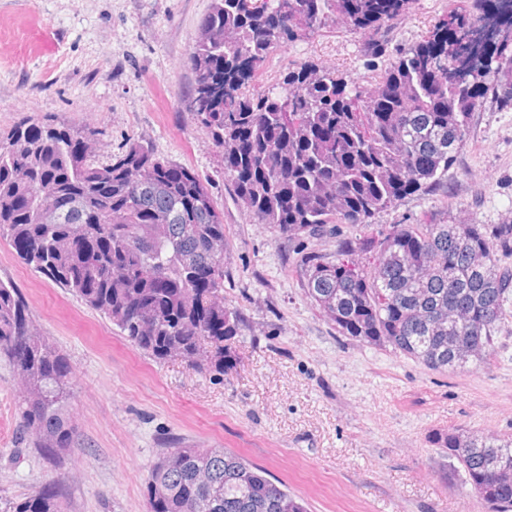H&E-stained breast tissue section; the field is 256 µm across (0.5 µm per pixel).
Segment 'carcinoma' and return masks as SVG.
I'll return each instance as SVG.
<instances>
[{"mask_svg":"<svg viewBox=\"0 0 512 512\" xmlns=\"http://www.w3.org/2000/svg\"><path fill=\"white\" fill-rule=\"evenodd\" d=\"M411 0H212L190 62L186 109L224 161V178L258 224L282 238H336L332 255L300 249L304 292L336 330L389 347L428 370L486 363L512 323V225L432 218L376 230L372 217L420 191L448 194L443 176L487 93L512 106V0L451 11L389 61L374 82L302 62L277 86H252L275 49L338 27L367 33L387 57ZM93 133L23 121L0 137V241L107 319L133 346L222 376L224 342L245 320L224 305V213L200 177L131 139L106 163L72 151ZM373 262L364 264L362 256ZM0 358L27 392L21 438L46 456L72 447L70 366L36 328L17 288L0 281ZM444 482L470 487L487 512H512V436L431 434ZM3 512H67L61 483ZM148 512H307L242 455L172 438L150 472Z\"/></svg>","mask_w":512,"mask_h":512,"instance_id":"carcinoma-1","label":"carcinoma"}]
</instances>
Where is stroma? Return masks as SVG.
Instances as JSON below:
<instances>
[{
  "mask_svg": "<svg viewBox=\"0 0 512 512\" xmlns=\"http://www.w3.org/2000/svg\"><path fill=\"white\" fill-rule=\"evenodd\" d=\"M459 0H411L397 43L419 42ZM211 0H0V134L22 118L96 129L97 159L128 139L191 168L224 213V296L249 325L221 378L137 350L109 321L0 242V280L18 288L67 357L79 436L48 460L20 440L22 388L0 360V512L62 480L70 512H147L150 468L169 436L243 455L304 499L308 512H485L444 483L430 435H512V330L470 373L437 374L340 336L306 298L296 244L253 221L220 154L184 108L191 46ZM365 39L344 30L289 42L255 80L275 85L312 60L374 81ZM447 196L418 192L376 214L380 228L439 214L452 224H512V108L487 100L448 167Z\"/></svg>",
  "mask_w": 512,
  "mask_h": 512,
  "instance_id": "1",
  "label": "stroma"
}]
</instances>
